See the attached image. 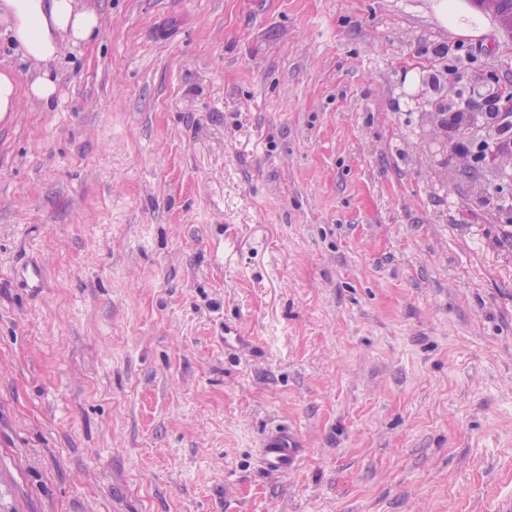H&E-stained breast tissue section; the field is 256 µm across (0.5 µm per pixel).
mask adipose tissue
Returning a JSON list of instances; mask_svg holds the SVG:
<instances>
[{
  "label": "adipose tissue",
  "mask_w": 512,
  "mask_h": 512,
  "mask_svg": "<svg viewBox=\"0 0 512 512\" xmlns=\"http://www.w3.org/2000/svg\"><path fill=\"white\" fill-rule=\"evenodd\" d=\"M0 21L32 64L58 57L65 44L87 41L98 29L100 17L79 0H0ZM57 86L48 77L35 78L19 89L15 77L0 73V114L16 112L22 99L50 101Z\"/></svg>",
  "instance_id": "obj_1"
}]
</instances>
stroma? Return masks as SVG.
<instances>
[{"mask_svg": "<svg viewBox=\"0 0 512 512\" xmlns=\"http://www.w3.org/2000/svg\"><path fill=\"white\" fill-rule=\"evenodd\" d=\"M439 2L90 0L37 66L0 22L58 88L0 126V512L512 503V166L426 107L512 41ZM440 18L446 25H450L459 35L477 36L481 33V25L476 28L466 22L472 14L467 6L460 0H442L438 5ZM298 452V444L293 434L276 436L264 444L263 462L268 471L284 473L295 466Z\"/></svg>", "mask_w": 512, "mask_h": 512, "instance_id": "stroma-1", "label": "stroma"}]
</instances>
